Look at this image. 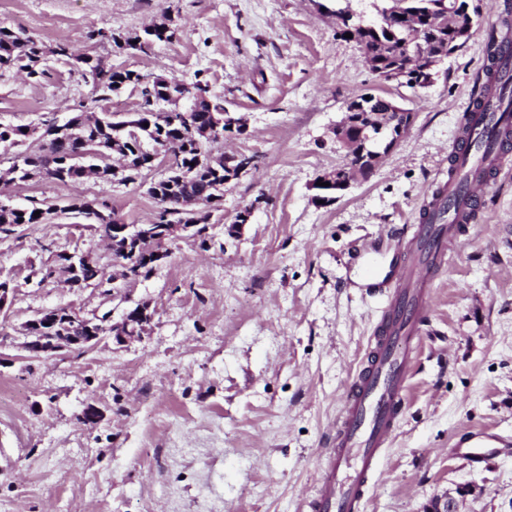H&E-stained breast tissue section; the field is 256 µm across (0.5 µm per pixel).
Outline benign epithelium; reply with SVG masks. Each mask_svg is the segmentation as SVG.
<instances>
[{
    "label": "benign epithelium",
    "instance_id": "benign-epithelium-1",
    "mask_svg": "<svg viewBox=\"0 0 512 512\" xmlns=\"http://www.w3.org/2000/svg\"><path fill=\"white\" fill-rule=\"evenodd\" d=\"M388 5L379 10L382 21L395 20L401 25L408 53L405 62L385 71L377 69V63L371 54H364L366 67L375 75H383L387 80L394 81L401 86H410L414 89L425 88L433 83V69L448 56L457 52L473 36L474 29L479 24V12L476 11L469 0H440L436 8L425 15L427 25L416 23L420 13L407 7L408 0H387ZM336 23L339 31H347L352 38L364 42V38L357 34L359 29H368L370 25L354 19V14L346 10L335 11ZM430 27L436 30H449L453 33L451 42L438 50L430 47L424 40V29ZM209 100L203 91L173 97V104L178 112H195L201 100ZM376 95L361 94L347 101L344 106V117L336 126V140L347 151V159L355 161L351 166L350 175L346 178L340 176L339 169L325 172L317 177L323 185H313L318 190L315 199L323 203H332L343 195L352 185L356 177L368 175L376 166L383 154L389 152L398 143L404 132L411 126L414 114L395 104L388 111L381 114V119L373 126L362 128L358 136H353L351 126L358 123V115L371 109ZM236 118L229 112H224V119L212 118V122L203 127L198 124L190 126L194 138L200 142H210L215 139L219 127L228 130L235 126ZM215 208H199L183 203V201H165L158 204L157 222L160 226L152 224H129L130 236L139 237L151 235L165 241H173L184 236H192V229L197 227L199 219L204 214H213ZM180 215V223H170V217ZM66 319L78 322L84 326V332L78 336L64 333H52L43 337L38 352L53 355L62 351L82 352L97 345L105 338L112 342L127 346L143 340L151 323L154 313L147 302L139 303L136 321L127 319L121 314L115 321L105 319L100 321L89 317L69 306H61L44 310L34 318L25 322L23 329L28 331L41 325L51 326L52 323ZM425 512H457V499L446 493L431 501Z\"/></svg>",
    "mask_w": 512,
    "mask_h": 512
}]
</instances>
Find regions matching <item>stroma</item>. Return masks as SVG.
<instances>
[{"label":"stroma","instance_id":"35a3bbf8","mask_svg":"<svg viewBox=\"0 0 512 512\" xmlns=\"http://www.w3.org/2000/svg\"><path fill=\"white\" fill-rule=\"evenodd\" d=\"M481 24L436 67L432 86L411 89L366 68L333 9L378 20L384 0H0V26L106 67L207 84L241 118L225 154L256 166L224 187L208 248L189 239L150 278L69 287L63 252L106 254L100 234L65 205L108 202L127 224H148V195L164 166L126 184L88 178L10 185L0 201H46L56 212L0 239V281L17 288L0 313V512H301L312 495L343 396L378 324L384 298L356 285L355 251L410 224L448 173V154L484 82L489 35H502L512 0H473ZM169 18L176 36L132 56L100 31L133 33ZM371 92L414 114L399 144L335 202L313 183L346 161L334 129L345 103ZM128 90L105 104L73 62L45 74H0V122L39 126L71 113L127 117ZM484 210L433 277L425 333L408 400L365 512H424L465 487L459 512H512V447L479 463L458 453L468 431L512 436V168L491 177ZM254 210L237 236V212ZM138 301L155 311L139 343L111 340L82 354L25 349L19 328L69 305L121 314ZM102 416L87 425L86 405Z\"/></svg>","mask_w":512,"mask_h":512}]
</instances>
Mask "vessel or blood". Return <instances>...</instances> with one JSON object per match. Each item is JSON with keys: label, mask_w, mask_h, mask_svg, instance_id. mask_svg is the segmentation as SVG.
Masks as SVG:
<instances>
[{"label": "vessel or blood", "mask_w": 512, "mask_h": 512, "mask_svg": "<svg viewBox=\"0 0 512 512\" xmlns=\"http://www.w3.org/2000/svg\"><path fill=\"white\" fill-rule=\"evenodd\" d=\"M471 135L454 146L459 176L443 182L421 209L419 220L390 229L393 256L363 250L364 287L385 297L386 306L350 383L331 436V448L316 492L305 512H361L367 482L397 428L420 340L429 288L428 269L442 266L449 246L483 208L485 182L462 176L468 164L493 174L512 162V114H466Z\"/></svg>", "instance_id": "obj_1"}]
</instances>
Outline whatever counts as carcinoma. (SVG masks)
<instances>
[{"label":"carcinoma","mask_w":512,"mask_h":512,"mask_svg":"<svg viewBox=\"0 0 512 512\" xmlns=\"http://www.w3.org/2000/svg\"><path fill=\"white\" fill-rule=\"evenodd\" d=\"M365 48L367 52L379 58L381 69L386 70L404 60L405 47L400 37V29L395 35L386 36V31L366 33ZM45 56V46L12 29L0 26V71L18 69L34 81L43 74L41 60ZM82 76L91 83L94 101H108L117 85L132 81L140 87L142 97L141 109L136 112L132 122L139 125L137 135L122 129L124 122L114 121L106 115L94 112H75L69 120L76 139L57 141L49 138L36 152H26L19 156L13 165L11 181L26 183L36 178H49L68 183L79 182L89 174L85 165L91 163L97 167L94 177L101 181H111V156L118 155L125 161L128 174L139 177L142 172L154 167L150 151L154 147L169 145L168 163L170 168L191 174L187 182L179 180L155 181L149 189L155 201L166 198H202L204 200H224V153L212 154L206 145L198 144L192 137L188 122H210L212 114L224 111V105L218 102L212 106L204 105L199 112H165L154 111L158 104L169 101L170 92L177 90L178 81L163 76L152 79L133 70H106L100 59L88 54L81 65ZM26 126L0 123V147H16L24 143ZM82 140L87 148L95 147L101 156L90 160L76 159L77 141ZM50 210L44 202H33L27 207H14L0 203V236L14 234L26 224H40L42 217L34 216L37 211ZM161 240H142L138 245V266L141 277L148 279L155 272V267L147 264V258L162 248ZM100 266L97 261L80 260L78 271L72 278L85 287L98 281Z\"/></svg>","instance_id":"cac0c4a2"}]
</instances>
